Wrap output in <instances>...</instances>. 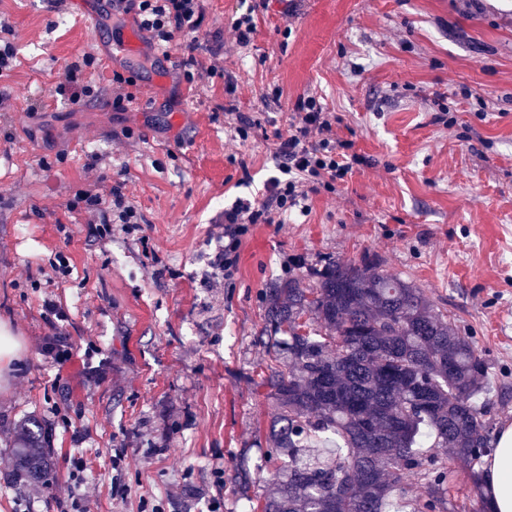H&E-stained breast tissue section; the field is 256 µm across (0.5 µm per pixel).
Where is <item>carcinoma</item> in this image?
Masks as SVG:
<instances>
[{
    "label": "carcinoma",
    "mask_w": 512,
    "mask_h": 512,
    "mask_svg": "<svg viewBox=\"0 0 512 512\" xmlns=\"http://www.w3.org/2000/svg\"><path fill=\"white\" fill-rule=\"evenodd\" d=\"M270 357L255 387L272 404L261 459L270 494L248 512H387L410 486L412 512H448V460L469 470L475 508L490 502L478 469L493 450L488 364L422 289L380 263L336 260L265 292ZM14 463L48 468L35 423L14 436Z\"/></svg>",
    "instance_id": "carcinoma-1"
}]
</instances>
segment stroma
I'll return each mask as SVG.
<instances>
[{"label":"stroma","instance_id":"obj_1","mask_svg":"<svg viewBox=\"0 0 512 512\" xmlns=\"http://www.w3.org/2000/svg\"><path fill=\"white\" fill-rule=\"evenodd\" d=\"M302 0L283 31L279 0L255 14L248 49L224 47L222 77L186 97L154 55L122 112L76 108L52 92L59 64L96 57L100 86L147 51L134 33L48 0H0L17 58L0 73V327L21 344L0 359V512H244L271 488L258 469L271 406L252 384L268 347L264 292L308 269L369 255L422 288L485 353L498 394L493 429L512 424V0ZM280 92L281 107L262 97ZM316 95L339 139L364 156L308 213L255 224L232 276L214 267L217 217L261 198L278 176L273 135ZM256 121L230 141L225 103ZM41 112L28 113L29 105ZM24 121H15L16 113ZM135 131L113 149L112 137ZM141 217L90 232L67 204L91 152ZM69 274L50 267L57 254ZM54 302L61 318L45 315ZM62 333L59 365L40 351ZM39 422L46 479L12 462L18 425Z\"/></svg>","mask_w":512,"mask_h":512}]
</instances>
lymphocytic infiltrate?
<instances>
[{
  "label": "lymphocytic infiltrate",
  "instance_id": "f902f5d3",
  "mask_svg": "<svg viewBox=\"0 0 512 512\" xmlns=\"http://www.w3.org/2000/svg\"><path fill=\"white\" fill-rule=\"evenodd\" d=\"M103 18L121 26L133 22L150 47L169 52L180 45L181 74L192 87H203L214 76H222L228 93L237 90V79L224 66L223 47H209L199 38L208 15L209 0H105ZM93 56L82 63L58 66L54 76V92L70 104L80 106L89 100H101L112 109L121 110L133 101V77L113 72L107 88H99L90 67ZM274 158L284 174L271 180L260 201L237 202L218 218L224 226V251L217 256L225 270L236 266V251L241 237L253 224H278L291 208L305 203L320 190L335 191L338 182L361 164L358 155L340 152L336 140V117L319 99L310 95L298 97L286 132H275ZM98 154H90L87 170L95 179L76 199L70 210L89 216L93 224H134L139 216L125 195L110 184L107 175L99 173Z\"/></svg>",
  "mask_w": 512,
  "mask_h": 512
}]
</instances>
